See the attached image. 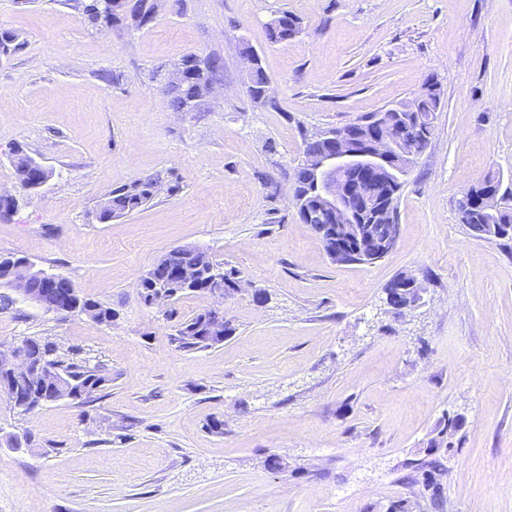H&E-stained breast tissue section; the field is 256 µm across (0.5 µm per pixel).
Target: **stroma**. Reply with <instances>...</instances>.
<instances>
[{"instance_id":"1","label":"stroma","mask_w":512,"mask_h":512,"mask_svg":"<svg viewBox=\"0 0 512 512\" xmlns=\"http://www.w3.org/2000/svg\"><path fill=\"white\" fill-rule=\"evenodd\" d=\"M156 2L147 25L95 30L76 0H0L20 42L0 60V192L18 200L0 255L114 312H0V352L45 337L108 377L93 402L30 414L0 394V512H512V240L471 237L456 210L512 176V0ZM285 12L300 31L270 42ZM246 45L272 104L246 91ZM190 53L223 71L200 111L176 112L165 87ZM430 77L441 107L394 247L333 262L293 203L305 138ZM16 149L49 170L40 189L19 184ZM156 174L144 207L97 220ZM180 247L238 270L240 291L144 303L142 277ZM401 274L424 294L399 313L385 288ZM216 303L232 333L181 348L179 325ZM452 419L437 507L421 464ZM159 181L158 176H149L113 190L99 204L97 219L101 223H108L139 210L156 195Z\"/></svg>"}]
</instances>
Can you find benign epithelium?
Wrapping results in <instances>:
<instances>
[{
  "label": "benign epithelium",
  "instance_id": "obj_1",
  "mask_svg": "<svg viewBox=\"0 0 512 512\" xmlns=\"http://www.w3.org/2000/svg\"><path fill=\"white\" fill-rule=\"evenodd\" d=\"M124 2L125 0H102L103 9L99 15L102 28L110 29L117 24V15ZM424 102V96L419 95L395 109L387 107L385 111L409 112L411 121L418 123L421 120ZM388 128L389 123L379 116L371 120V124L362 125V134L357 138H350L341 131L325 132L316 135L315 140L328 141L332 144L331 148L318 152L304 151L303 166L314 173L320 203L314 209L299 207L297 214L303 223L324 233L327 251L335 258L359 251V248L368 241L364 229L367 222L380 224L383 229L382 240L372 241V249L390 250L396 243V225L392 224L390 219L391 199L370 201L363 193L362 184H350L342 177L346 169L353 168L366 178H385L392 188L403 182L418 153L407 148L403 137L390 135ZM461 200L469 204L477 203L493 211L512 205V197L497 188H489L481 197L474 199L464 193ZM33 268L32 262L21 258L3 267L0 279L12 286L22 299L35 302L48 312L69 310L68 299L77 295L74 284L61 275L44 270L35 273ZM33 276L38 279L37 288L30 285ZM200 276L199 267L178 260L173 261L169 267L168 280L156 300H169L166 289L195 285ZM401 290L409 297L407 305L415 306L420 303L423 288L413 276H408ZM206 293L218 299L227 295V290L224 289V272L212 268ZM10 372L25 377L42 373L44 368L33 363L16 347L10 353Z\"/></svg>",
  "mask_w": 512,
  "mask_h": 512
}]
</instances>
